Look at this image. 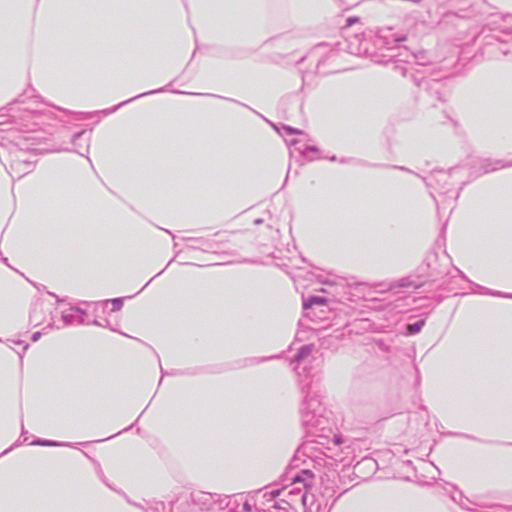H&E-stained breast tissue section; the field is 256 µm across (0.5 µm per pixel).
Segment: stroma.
<instances>
[{
    "label": "stroma",
    "instance_id": "35a3bbf8",
    "mask_svg": "<svg viewBox=\"0 0 512 512\" xmlns=\"http://www.w3.org/2000/svg\"><path fill=\"white\" fill-rule=\"evenodd\" d=\"M414 9L397 24L373 27L350 15L338 25L330 50L401 70L438 98L475 60L489 54L512 56V18L487 12V0H414ZM72 127L48 107L21 105L0 114V138L16 152L29 154L53 146L55 136ZM296 271L308 293V311L292 359L305 376L318 361L345 342L367 346L391 364L404 360L407 341L422 327L435 301L461 290L451 270L434 262L410 279L384 285L339 281L304 266ZM311 441L297 468L306 484L299 488L304 512H322L324 501L352 479L360 462L372 458L397 471L410 466L430 434L427 422L385 436L346 424L318 400H311Z\"/></svg>",
    "mask_w": 512,
    "mask_h": 512
}]
</instances>
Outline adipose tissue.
<instances>
[{
	"label": "adipose tissue",
	"mask_w": 512,
	"mask_h": 512,
	"mask_svg": "<svg viewBox=\"0 0 512 512\" xmlns=\"http://www.w3.org/2000/svg\"><path fill=\"white\" fill-rule=\"evenodd\" d=\"M412 8L0 0V112L48 105L78 131L0 145V512H220L286 482L314 396L431 429L413 472L365 461L324 512H512V59L474 61L442 101L324 48L348 12ZM271 240L344 281L438 262L463 289L398 369L348 342L308 381L307 291L258 257Z\"/></svg>",
	"instance_id": "adipose-tissue-1"
}]
</instances>
